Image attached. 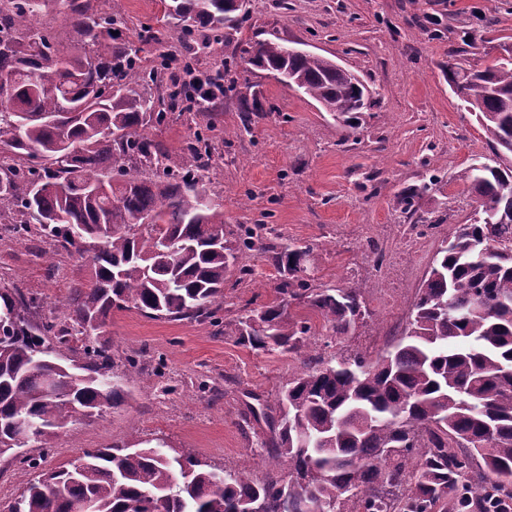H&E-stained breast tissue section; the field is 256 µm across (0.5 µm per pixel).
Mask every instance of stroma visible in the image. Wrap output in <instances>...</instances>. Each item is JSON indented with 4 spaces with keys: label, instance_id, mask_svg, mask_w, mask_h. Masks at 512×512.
<instances>
[{
    "label": "stroma",
    "instance_id": "1",
    "mask_svg": "<svg viewBox=\"0 0 512 512\" xmlns=\"http://www.w3.org/2000/svg\"><path fill=\"white\" fill-rule=\"evenodd\" d=\"M123 8L127 23L119 36L133 44L142 27L157 26L162 16L160 0H123ZM247 9L240 43L272 35L301 43L357 75L374 105L352 131L273 72L238 62V74L259 91L265 110L241 129L242 100L225 95L204 181L220 193L226 229L259 223L266 229L247 260L253 276L227 274L222 314L229 321L246 303L274 300L280 274L270 247L311 244L309 282L363 289L370 316L340 337L311 317L308 356L377 357L400 338L442 241L428 230L420 248H410L409 219L395 208V194L431 177L421 211L450 227L477 216L462 174L473 159L491 157V137L450 90L444 68L457 56L482 65L501 42L512 43V0H248ZM45 246L36 234L22 243L0 234V280L36 293L43 319L52 317L55 297L87 275L67 255L48 271L40 257ZM381 251L393 256L383 282L374 266ZM109 330L112 379L126 398L61 431L44 469L116 441L162 438L220 470L248 461L256 477L268 473L253 458L268 430L242 419L244 393H275L299 358L249 349L206 322L151 319L134 309L113 311ZM128 358L136 367H125Z\"/></svg>",
    "mask_w": 512,
    "mask_h": 512
}]
</instances>
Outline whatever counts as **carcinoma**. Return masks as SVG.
<instances>
[{"instance_id":"obj_1","label":"carcinoma","mask_w":512,"mask_h":512,"mask_svg":"<svg viewBox=\"0 0 512 512\" xmlns=\"http://www.w3.org/2000/svg\"><path fill=\"white\" fill-rule=\"evenodd\" d=\"M247 0H161L164 25L181 29L184 64L218 50L236 57ZM0 0V224L24 241L45 239L48 267L61 255H86L92 271L54 302L56 316L35 323L39 298L0 285V455L28 468L60 430L113 407L112 310L147 317L209 321L253 350L299 356L311 325L292 305L320 316L338 336L364 323V292L314 288L302 276L313 246L272 248L281 274L276 301L235 322H222L219 300L231 271L251 274L258 226L224 230L219 193L201 172L212 145L195 130L179 150L146 129L181 112H216L219 95L237 90L228 61L199 71L190 83L153 86L175 60H149L144 46L163 45L149 26L140 46L118 41L126 24L122 0ZM69 29L73 48L44 21L50 7ZM249 63L356 128L372 102L334 61L291 53L286 41L261 40L244 50ZM448 85L492 131L495 158L512 155V57L480 67H446ZM468 169L484 219L448 231L409 309L404 336L375 359L308 360L272 397L244 396L249 413L269 430L256 456L285 473L263 480L246 467L218 471L193 455L171 454L157 439L123 441L84 452L78 461L42 473L8 512H490L484 488L512 489V169ZM423 183L395 195L403 214L430 227L419 212ZM82 336V356L61 358L55 345ZM479 466H473V460Z\"/></svg>"}]
</instances>
